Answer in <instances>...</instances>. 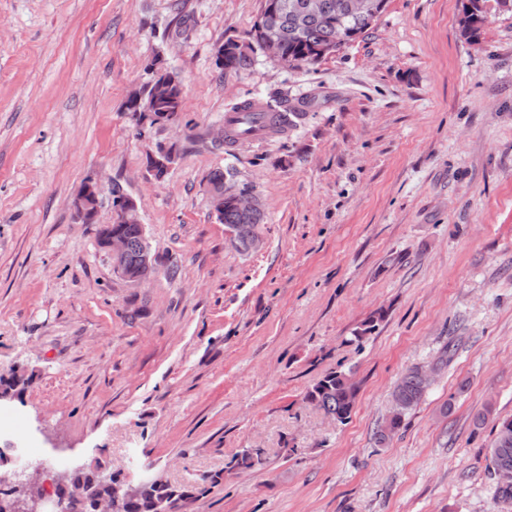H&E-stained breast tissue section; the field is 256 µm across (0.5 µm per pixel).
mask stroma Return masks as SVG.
<instances>
[{
	"label": "stroma",
	"instance_id": "1",
	"mask_svg": "<svg viewBox=\"0 0 512 512\" xmlns=\"http://www.w3.org/2000/svg\"><path fill=\"white\" fill-rule=\"evenodd\" d=\"M262 8L0 0V375H33L0 413L30 460L202 488L180 512H502L485 454L512 417V13L470 37L462 0H387L315 65L217 69ZM153 63L183 106L142 129L124 104ZM275 96L311 100L295 130L214 144L232 105ZM160 145L180 156L158 180ZM227 167L264 203L259 248L211 214L204 178ZM91 174L137 204L144 283L97 243L110 197L96 224L75 217ZM414 366L431 384L377 442ZM340 369L359 385L342 425L304 399ZM246 449L261 464L231 467Z\"/></svg>",
	"mask_w": 512,
	"mask_h": 512
}]
</instances>
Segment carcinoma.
<instances>
[{"label":"carcinoma","instance_id":"cac0c4a2","mask_svg":"<svg viewBox=\"0 0 512 512\" xmlns=\"http://www.w3.org/2000/svg\"><path fill=\"white\" fill-rule=\"evenodd\" d=\"M281 5L278 13L269 12V0H264L262 15L265 19L258 21L252 32V41L244 44L233 38L224 42V61L222 69L226 73L238 74L251 68L254 54L262 49L263 29L268 22L285 26L292 24V11L305 3L306 0H276ZM347 0H321V12L311 18L306 26L295 36H289L285 44L284 55L295 65L316 64L320 58L312 56L313 48L319 45L336 43L339 27L343 26L352 31L356 37L365 35L374 24L369 15H346L344 7ZM182 79L179 73L171 70L159 71L150 78L140 90L141 101L132 98L125 102V111L132 121L140 123L137 114L148 107L164 115L176 118L179 114L182 99ZM234 112H245L253 122H260L270 134L278 133L280 114L275 112H250L247 103L241 102L233 105ZM231 175V170L214 169L206 176L210 191L216 194L224 193V176ZM264 215L258 213L254 216H244L231 204L224 206L225 231L233 234L232 241L239 247L250 249V241L255 229L263 223ZM112 232L120 234L128 243V265L136 263L142 240V230L138 224H114ZM382 319L377 312L369 316L351 333L346 342L358 348L369 339V335L376 329L378 320ZM421 368L409 369L400 379L394 393L403 401L400 416L391 422L384 420L378 426L376 434L379 441H384L388 434L387 427L397 430L405 416L424 398L426 387L422 385ZM31 376L19 370L7 378L0 377V388L4 392L12 393L14 397L22 398L29 386ZM358 384L353 380L352 374L345 371H331L320 378L306 392L305 399L318 406L324 413L343 424L351 416L357 395ZM497 432L489 453L486 456L485 471L494 480L495 499L508 505V512H512V479L498 482L495 473L499 470L512 472V418L502 419L496 426ZM65 476L58 481L56 500L61 502L64 512H93L91 504L81 498L73 496V491L82 489L99 499H109L114 496L115 486L120 482V475L111 473L102 474L101 466L88 467L77 465L64 469ZM192 497L186 488L175 487L168 482L148 475L141 476L138 491L135 496L119 499L121 509L118 512H171L178 508V504Z\"/></svg>","mask_w":512,"mask_h":512}]
</instances>
